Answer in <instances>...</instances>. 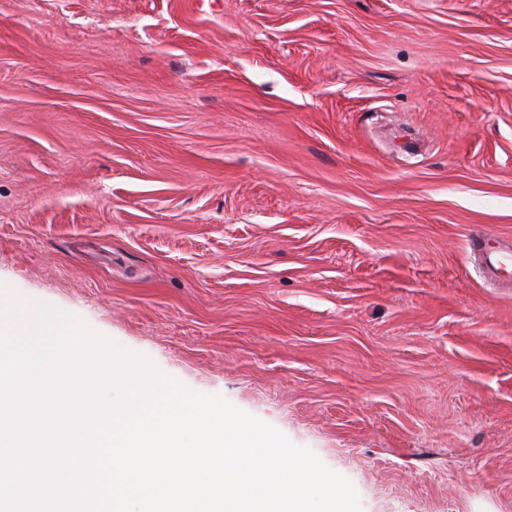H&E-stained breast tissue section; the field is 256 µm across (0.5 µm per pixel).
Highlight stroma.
<instances>
[{
    "label": "stroma",
    "instance_id": "stroma-1",
    "mask_svg": "<svg viewBox=\"0 0 512 512\" xmlns=\"http://www.w3.org/2000/svg\"><path fill=\"white\" fill-rule=\"evenodd\" d=\"M512 0H0V282L362 512H512ZM471 249L479 259L485 280L491 285L499 284L500 272L503 269L512 268V252L508 247L504 249L482 236L472 241Z\"/></svg>",
    "mask_w": 512,
    "mask_h": 512
}]
</instances>
